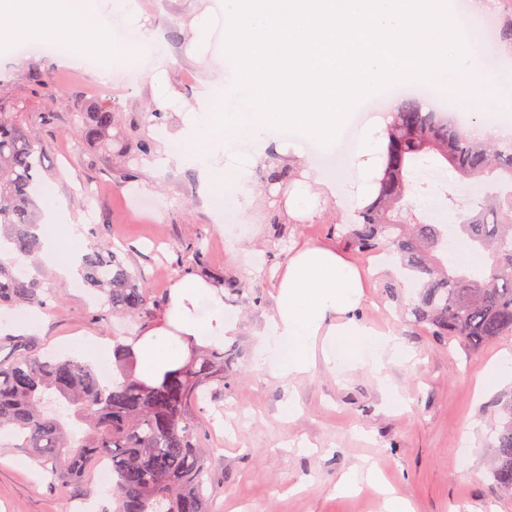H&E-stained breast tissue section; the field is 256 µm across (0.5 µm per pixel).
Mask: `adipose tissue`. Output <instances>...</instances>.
Returning <instances> with one entry per match:
<instances>
[{
  "instance_id": "obj_1",
  "label": "adipose tissue",
  "mask_w": 512,
  "mask_h": 512,
  "mask_svg": "<svg viewBox=\"0 0 512 512\" xmlns=\"http://www.w3.org/2000/svg\"><path fill=\"white\" fill-rule=\"evenodd\" d=\"M137 13V7H125L121 0H92L85 17L74 13L70 0H0V41H55L67 46L65 61L96 57L109 64L129 59L121 35ZM389 122L386 116L376 118L340 174L306 167L301 180L285 192L287 216H311L351 186L359 202L369 203L377 191L386 149L383 131ZM42 208L40 258L59 279L79 282L86 247L82 226L58 203L53 188L44 190ZM273 277L276 308L257 333L258 366L283 380L308 373L320 360L348 369L366 367L381 389L385 407L401 408L405 399L386 369L392 363L415 362L416 355L397 336L358 318L363 269L334 249L308 245L293 252ZM236 325L223 293L200 278H182L173 285L160 322L127 342L137 356L138 378L160 382L185 362L190 346L223 347Z\"/></svg>"
}]
</instances>
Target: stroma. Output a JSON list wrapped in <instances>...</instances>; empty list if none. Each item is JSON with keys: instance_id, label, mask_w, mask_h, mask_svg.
Segmentation results:
<instances>
[{"instance_id": "1", "label": "stroma", "mask_w": 512, "mask_h": 512, "mask_svg": "<svg viewBox=\"0 0 512 512\" xmlns=\"http://www.w3.org/2000/svg\"><path fill=\"white\" fill-rule=\"evenodd\" d=\"M142 23L160 29L162 44L150 56H166L163 71L143 66L135 80L96 77L92 65L60 64L59 55L37 48L18 52L0 47V100L24 109L31 135L46 145L41 179L52 186L72 218L94 227L87 246L105 241L131 269L148 279L154 299L168 303L174 283L193 274L215 287L236 280L224 306L237 317L234 336L224 346L235 356L224 369L223 385L189 408L199 439L208 450L214 488L209 512H382L376 491L363 484L345 490L343 477L365 464L377 466L414 512H512V497L487 474V405L493 394L480 391L478 375L490 363L512 354V336L466 354L457 342L438 340L428 325L411 322L386 299L381 283L395 272L385 255L357 256L368 268L360 318L392 331L418 357L413 366L393 365L388 373L403 392L402 410L382 406V395L368 368L342 372L325 363L290 383L256 364V333L273 313L272 272L293 248L321 245L340 249L332 227L348 223L358 209L350 197L328 200L318 213L276 223L283 213L282 185L274 184L252 207L241 209L232 195L224 207L233 236L215 224L212 207L192 170L161 166L169 149L148 123L147 112L165 113L168 123L195 107L201 81H218L224 68V12L220 0H137ZM471 14L491 61L472 75L481 82L512 68V45L501 42L503 21L512 18V0H483ZM419 94L426 107L452 111L464 121L494 126L503 117L491 96L463 100L452 90L394 86L388 95L363 101V123L387 110V97ZM111 95L116 121L112 144L86 139L73 123L99 96ZM150 141L151 154L139 149ZM285 154L267 150L248 163L252 181L275 159H310L308 137L274 132ZM430 158L412 169L409 206L429 224H456L465 188L450 170L436 171ZM43 290L62 298L38 314L30 338L41 351L73 354L77 341L108 345L138 335L161 318V311L133 320L112 314L84 283L62 286L43 264L29 267ZM109 495L94 467L75 483H51L40 464L17 439L0 438V512H101Z\"/></svg>"}]
</instances>
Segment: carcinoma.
<instances>
[{
    "label": "carcinoma",
    "instance_id": "carcinoma-1",
    "mask_svg": "<svg viewBox=\"0 0 512 512\" xmlns=\"http://www.w3.org/2000/svg\"><path fill=\"white\" fill-rule=\"evenodd\" d=\"M23 108L0 103V252L32 257L41 248L38 219L40 170L45 145L24 127ZM91 140L105 141L114 122L112 98L97 100L90 114L74 115ZM388 148L376 197L352 224H338L336 236L351 251L399 258L404 279L415 296L404 303L402 285L386 281L388 300L414 321L426 323L438 339L453 337L473 353L502 336L512 335V193L498 183L512 178V141L478 140L458 122L438 112L402 102L386 128ZM434 155L460 177L485 188L457 225V235L482 260L476 275L444 255L443 232L403 213L410 191V166ZM266 179L284 183L293 176L275 165ZM84 281L114 314H147L160 308L149 295L147 278L128 268L107 247L95 246L81 264ZM61 297L43 295L39 282L0 262V307L17 304L42 309ZM0 431L10 430L50 474L52 482H72L88 465L102 459L112 469L116 512H208L212 490L189 406L213 384L224 383V364L233 353L191 349L188 361L165 380L150 386L135 377L136 361L119 346L120 377L103 385L97 367L73 357L41 354L19 337H0ZM67 405L84 425L79 438L47 405ZM493 448L491 476L512 496V392L490 402Z\"/></svg>",
    "mask_w": 512,
    "mask_h": 512
}]
</instances>
